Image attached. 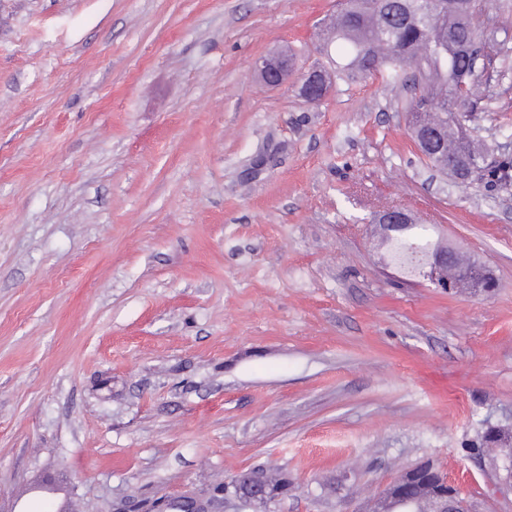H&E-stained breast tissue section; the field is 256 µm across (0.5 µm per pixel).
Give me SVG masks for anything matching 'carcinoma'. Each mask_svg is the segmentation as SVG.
<instances>
[{
  "mask_svg": "<svg viewBox=\"0 0 512 512\" xmlns=\"http://www.w3.org/2000/svg\"><path fill=\"white\" fill-rule=\"evenodd\" d=\"M342 9L346 24L330 29L328 39L345 41L350 59L332 72L322 69L327 83L335 77L356 80L373 74L366 63L377 56V72L386 73L390 81L420 80L421 98L410 106L413 120L428 124L446 120L450 127L464 128L468 114L457 110L456 103L472 104L482 71L462 47L483 36L481 0H401L390 19L378 10L377 0H344ZM497 31L503 38L491 40V48L506 55L512 49L511 15L498 18ZM448 147L479 165L481 154L464 138L448 137ZM396 241L400 259L430 251L429 229L423 224L399 234ZM414 470L428 474L432 487H443L444 475L432 463H421Z\"/></svg>",
  "mask_w": 512,
  "mask_h": 512,
  "instance_id": "obj_1",
  "label": "carcinoma"
}]
</instances>
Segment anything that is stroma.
Wrapping results in <instances>:
<instances>
[{"label": "stroma", "mask_w": 512, "mask_h": 512, "mask_svg": "<svg viewBox=\"0 0 512 512\" xmlns=\"http://www.w3.org/2000/svg\"><path fill=\"white\" fill-rule=\"evenodd\" d=\"M339 0H0V512H145L256 466L272 512H354L424 461L512 512V187L432 171L410 86L334 69ZM465 124L512 167V54ZM496 288L431 285L387 206ZM254 70L260 79L270 86H278L294 73V61L289 60L288 49L284 48L268 56L259 57ZM318 72L315 69H309L304 72L299 78L296 88L298 95L310 104H318L323 101L328 93L317 76ZM316 93L321 95L316 98Z\"/></svg>", "instance_id": "1"}]
</instances>
